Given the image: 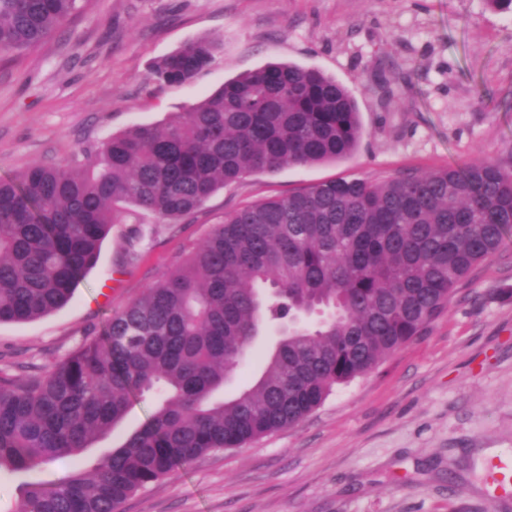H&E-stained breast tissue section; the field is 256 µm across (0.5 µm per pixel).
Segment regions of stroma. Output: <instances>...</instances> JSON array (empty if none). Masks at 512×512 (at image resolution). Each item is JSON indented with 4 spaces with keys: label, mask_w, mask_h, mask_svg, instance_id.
<instances>
[{
    "label": "stroma",
    "mask_w": 512,
    "mask_h": 512,
    "mask_svg": "<svg viewBox=\"0 0 512 512\" xmlns=\"http://www.w3.org/2000/svg\"><path fill=\"white\" fill-rule=\"evenodd\" d=\"M196 39L214 45L207 69L178 87L150 81L158 61ZM272 62L318 69L348 89L364 127L356 153L247 177L177 224L147 214L114 225L63 308L0 323V368L70 353L240 205L480 156L512 172V12L487 0H87L44 44L0 61V179L34 163L76 166L109 136L163 123ZM151 404L136 400L80 460L32 479H57L120 446ZM501 452L512 453V237L420 336L299 425L208 454L122 512H512V499L486 493L484 461Z\"/></svg>",
    "instance_id": "1"
}]
</instances>
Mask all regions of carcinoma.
I'll return each instance as SVG.
<instances>
[{
  "mask_svg": "<svg viewBox=\"0 0 512 512\" xmlns=\"http://www.w3.org/2000/svg\"><path fill=\"white\" fill-rule=\"evenodd\" d=\"M78 0H0V59L45 43ZM213 45L189 41L150 80L180 86ZM356 103L314 68L270 63L162 124L109 137L75 169L0 181V322L63 307L115 224H176L217 190L358 148ZM512 228V172L489 158L379 182L335 179L224 214L206 240L67 356L0 369V472L77 458L139 397L152 414L122 445L53 481H24L14 512H121L206 454L301 423L447 308ZM278 339L255 383L217 394L254 341Z\"/></svg>",
  "mask_w": 512,
  "mask_h": 512,
  "instance_id": "cac0c4a2",
  "label": "carcinoma"
}]
</instances>
